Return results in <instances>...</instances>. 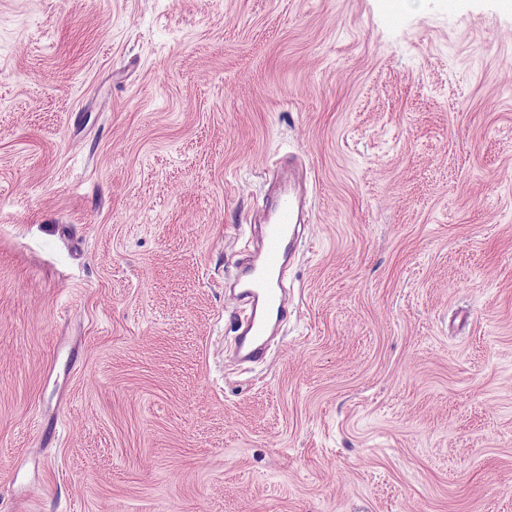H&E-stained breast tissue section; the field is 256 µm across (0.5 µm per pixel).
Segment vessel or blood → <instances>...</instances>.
I'll return each mask as SVG.
<instances>
[{
    "instance_id": "obj_1",
    "label": "vessel or blood",
    "mask_w": 512,
    "mask_h": 512,
    "mask_svg": "<svg viewBox=\"0 0 512 512\" xmlns=\"http://www.w3.org/2000/svg\"><path fill=\"white\" fill-rule=\"evenodd\" d=\"M302 207V195L296 188H281L272 201L270 215L259 224L258 241L250 261L240 270L235 286L249 309L241 323L236 343L240 361L253 362L266 353L276 331L270 313L285 317L290 309L283 271L293 254Z\"/></svg>"
}]
</instances>
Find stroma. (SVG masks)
<instances>
[{"label":"stroma","mask_w":512,"mask_h":512,"mask_svg":"<svg viewBox=\"0 0 512 512\" xmlns=\"http://www.w3.org/2000/svg\"><path fill=\"white\" fill-rule=\"evenodd\" d=\"M0 512H512V0H0ZM301 207L302 195L288 181V187L275 195L270 215L257 225V246L236 278L234 288L249 305L236 343V356L242 362H254L265 355L279 318L288 315L290 302L283 271L291 260L301 226ZM274 311L277 319L271 323L268 314Z\"/></svg>","instance_id":"35a3bbf8"}]
</instances>
